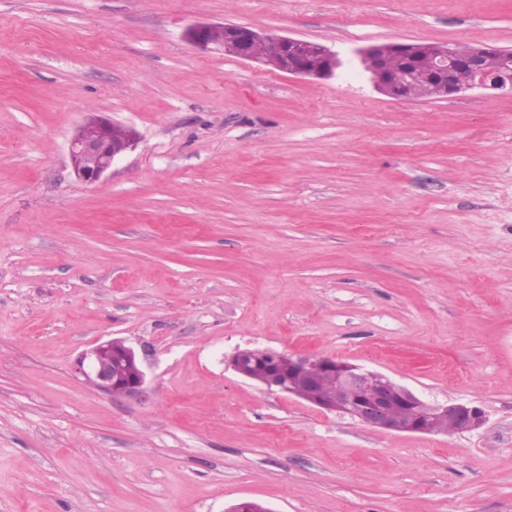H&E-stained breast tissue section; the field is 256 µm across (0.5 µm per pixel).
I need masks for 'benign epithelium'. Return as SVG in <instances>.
<instances>
[{
    "mask_svg": "<svg viewBox=\"0 0 512 512\" xmlns=\"http://www.w3.org/2000/svg\"><path fill=\"white\" fill-rule=\"evenodd\" d=\"M187 41L206 51L218 49L246 61H262L263 42L277 47V67L289 74L325 79L344 66L338 53L324 45L308 51V41L259 31L235 23H197L186 31ZM429 42L408 40L370 44L354 51L361 69L374 86L396 101H413L427 92L435 98L463 94L473 89L512 91V50L488 43L474 44L460 51L448 45L427 49ZM396 58L400 68L388 61ZM135 134L117 132L106 119L81 125L68 144V156L77 179L87 184L99 182L114 162L135 146ZM272 360L259 380L269 391L294 395L326 411L348 415L360 423L387 432L437 434L444 419L456 433L472 432L486 422L483 408L471 402L430 404L408 387L387 375L360 365L316 354H287L264 349L257 355L237 349L226 363L236 374L254 380L257 358ZM77 369L98 390L113 396L137 398L144 394L147 374L136 350L121 339H110L82 352ZM336 380L332 398L319 396V376Z\"/></svg>",
    "mask_w": 512,
    "mask_h": 512,
    "instance_id": "1",
    "label": "benign epithelium"
}]
</instances>
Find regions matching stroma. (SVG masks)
Listing matches in <instances>:
<instances>
[{
	"label": "stroma",
	"instance_id": "obj_1",
	"mask_svg": "<svg viewBox=\"0 0 512 512\" xmlns=\"http://www.w3.org/2000/svg\"><path fill=\"white\" fill-rule=\"evenodd\" d=\"M202 22L512 49V0H0V512H512V94L395 102L199 51ZM90 117L137 136L91 185ZM112 338L140 397L76 372ZM244 347L487 421L375 430L240 378Z\"/></svg>",
	"mask_w": 512,
	"mask_h": 512
}]
</instances>
